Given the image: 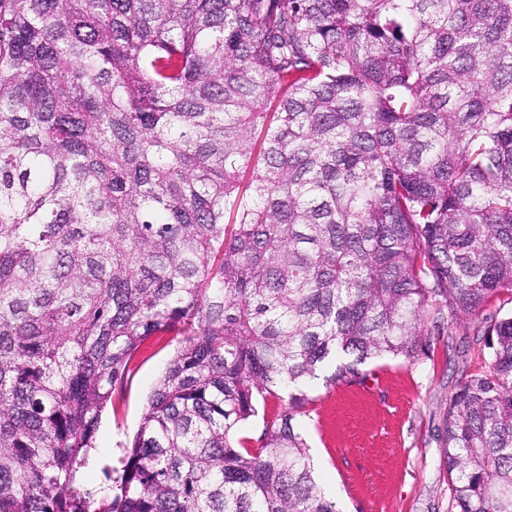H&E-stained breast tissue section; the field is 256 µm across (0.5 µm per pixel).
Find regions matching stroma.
I'll use <instances>...</instances> for the list:
<instances>
[{"label":"stroma","mask_w":512,"mask_h":512,"mask_svg":"<svg viewBox=\"0 0 512 512\" xmlns=\"http://www.w3.org/2000/svg\"><path fill=\"white\" fill-rule=\"evenodd\" d=\"M510 315L512 294L494 297L480 317L429 321L416 361L384 357L360 365V381L312 388L301 425L321 482L341 512H449L443 448L448 404L484 364L476 325L484 317ZM173 352L148 344L138 352L119 413L105 414L97 433L105 463L116 464L121 441L137 430Z\"/></svg>","instance_id":"obj_1"}]
</instances>
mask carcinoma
Segmentation results:
<instances>
[{
	"mask_svg": "<svg viewBox=\"0 0 512 512\" xmlns=\"http://www.w3.org/2000/svg\"><path fill=\"white\" fill-rule=\"evenodd\" d=\"M504 291L512 0H0V512H339L313 382ZM483 335L450 512H512V317ZM154 339L138 429L81 488ZM283 400L273 396H267L264 401L260 400L257 407L258 413L241 427L238 438L248 441L246 445L249 448H257L256 439L263 429L264 420L275 418L285 410L287 407L286 398Z\"/></svg>",
	"mask_w": 512,
	"mask_h": 512,
	"instance_id": "1",
	"label": "carcinoma"
}]
</instances>
